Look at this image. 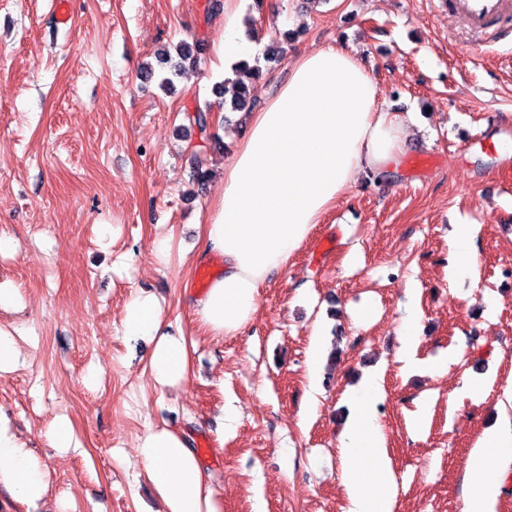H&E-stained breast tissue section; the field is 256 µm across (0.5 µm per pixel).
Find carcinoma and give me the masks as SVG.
Returning a JSON list of instances; mask_svg holds the SVG:
<instances>
[{"instance_id":"carcinoma-1","label":"carcinoma","mask_w":512,"mask_h":512,"mask_svg":"<svg viewBox=\"0 0 512 512\" xmlns=\"http://www.w3.org/2000/svg\"><path fill=\"white\" fill-rule=\"evenodd\" d=\"M200 46L201 41L197 40L192 45L183 43L176 46L174 55L167 50L159 52L157 62L161 73L157 75L154 67L146 66L141 77L150 80L157 75L161 87L173 88L174 79L182 74L186 65H197V52L200 51ZM283 54V47L277 43L265 50L261 60L256 58L252 63L248 61L234 63L231 67V75L225 77L224 81L215 83L212 89L213 94L221 100L224 110L228 112L248 111L253 85L270 77L275 65L281 62ZM210 112L209 106L196 105L185 109V119L198 129L202 138L217 145L219 139L210 132Z\"/></svg>"}]
</instances>
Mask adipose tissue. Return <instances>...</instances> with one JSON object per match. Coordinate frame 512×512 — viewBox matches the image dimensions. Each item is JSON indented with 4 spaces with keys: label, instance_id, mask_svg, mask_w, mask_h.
I'll list each match as a JSON object with an SVG mask.
<instances>
[{
    "label": "adipose tissue",
    "instance_id": "ef3b65f1",
    "mask_svg": "<svg viewBox=\"0 0 512 512\" xmlns=\"http://www.w3.org/2000/svg\"><path fill=\"white\" fill-rule=\"evenodd\" d=\"M411 114L384 108L371 72L345 46L299 54L288 78L262 111L247 117V135L224 168L215 208L199 232L196 261L224 259L223 270L191 305L196 329L213 337L238 332L252 318L268 277L284 268L361 177H381L404 151ZM125 336L151 343L148 366L162 388L184 385L191 359L185 335L167 332L157 297L137 294L125 304ZM381 394L364 380L346 423L341 483L348 512H393L395 477L374 413ZM136 457L165 512H221L191 439L168 426H150ZM512 464V425L486 429L465 474L464 512H494V468ZM0 488L29 506L46 499L49 483L37 457L0 417Z\"/></svg>",
    "mask_w": 512,
    "mask_h": 512
}]
</instances>
